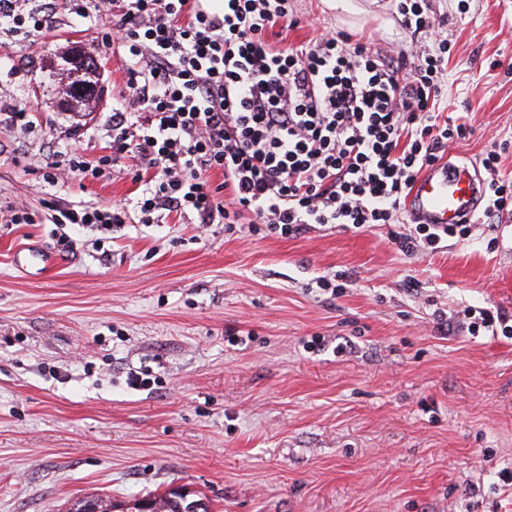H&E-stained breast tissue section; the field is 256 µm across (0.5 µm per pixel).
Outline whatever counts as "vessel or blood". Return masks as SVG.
Segmentation results:
<instances>
[{
    "mask_svg": "<svg viewBox=\"0 0 512 512\" xmlns=\"http://www.w3.org/2000/svg\"><path fill=\"white\" fill-rule=\"evenodd\" d=\"M484 192L478 168L452 155L415 179L407 209L416 224H467L477 215Z\"/></svg>",
    "mask_w": 512,
    "mask_h": 512,
    "instance_id": "b4317fda",
    "label": "vessel or blood"
}]
</instances>
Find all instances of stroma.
I'll return each instance as SVG.
<instances>
[{"mask_svg": "<svg viewBox=\"0 0 512 512\" xmlns=\"http://www.w3.org/2000/svg\"><path fill=\"white\" fill-rule=\"evenodd\" d=\"M457 5L432 0L455 17L440 109L471 127L448 149L475 163L497 150L512 183V0ZM293 14L270 40L410 39L391 0H293ZM57 16L45 39L0 47V84L36 122L0 139V206L23 199L40 218L0 223V512L171 484L210 512H512V338L462 326L468 308L512 315V214L419 259L384 226L284 238L217 225L200 240L175 215L133 218L103 249L18 267L20 249L57 252L46 200L130 206L143 189L118 172L45 177L55 152L107 154L126 81L119 55L99 54L100 99L67 105L62 56L99 29ZM339 272L341 294L318 289ZM132 369L152 388L130 389Z\"/></svg>", "mask_w": 512, "mask_h": 512, "instance_id": "stroma-1", "label": "stroma"}]
</instances>
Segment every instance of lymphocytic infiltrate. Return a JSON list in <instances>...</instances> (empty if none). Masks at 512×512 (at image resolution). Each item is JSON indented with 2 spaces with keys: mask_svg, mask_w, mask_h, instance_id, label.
Here are the masks:
<instances>
[{
  "mask_svg": "<svg viewBox=\"0 0 512 512\" xmlns=\"http://www.w3.org/2000/svg\"><path fill=\"white\" fill-rule=\"evenodd\" d=\"M79 0L75 14L101 26L91 51L120 52L125 88L112 107L109 154L96 161L60 153L52 183L104 177L120 160L144 181L142 223L168 212L199 228L293 237L315 224L394 225L404 255L470 239L469 224H414L400 231L406 197L465 117L439 109L451 43L450 18L430 0H397L410 42L381 48L330 32L307 44L270 41L294 26L290 0ZM54 5L0 0V38L30 42L51 33ZM437 30L434 47L419 33ZM221 175L211 184V175ZM127 209L58 205L51 223L115 231ZM70 233L59 251L77 246Z\"/></svg>",
  "mask_w": 512,
  "mask_h": 512,
  "instance_id": "obj_1",
  "label": "lymphocytic infiltrate"
}]
</instances>
